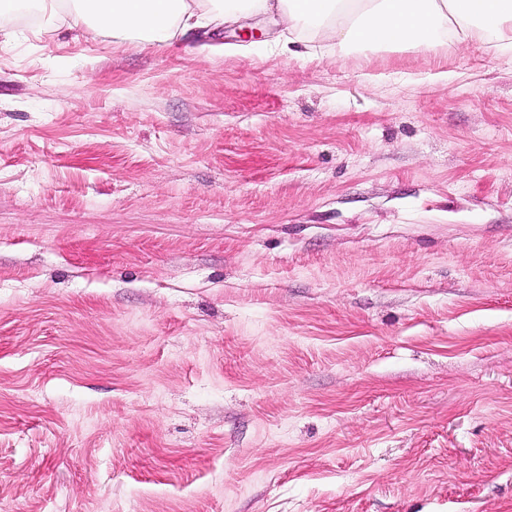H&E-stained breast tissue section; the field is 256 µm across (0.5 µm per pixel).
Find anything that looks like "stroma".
I'll return each instance as SVG.
<instances>
[{
	"label": "stroma",
	"instance_id": "stroma-1",
	"mask_svg": "<svg viewBox=\"0 0 512 512\" xmlns=\"http://www.w3.org/2000/svg\"><path fill=\"white\" fill-rule=\"evenodd\" d=\"M0 19V512H512V57Z\"/></svg>",
	"mask_w": 512,
	"mask_h": 512
}]
</instances>
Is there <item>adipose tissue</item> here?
<instances>
[{
	"label": "adipose tissue",
	"mask_w": 512,
	"mask_h": 512,
	"mask_svg": "<svg viewBox=\"0 0 512 512\" xmlns=\"http://www.w3.org/2000/svg\"><path fill=\"white\" fill-rule=\"evenodd\" d=\"M37 33L59 26L172 46L202 15L278 11L289 28L384 51L493 39L512 53V0H36Z\"/></svg>",
	"instance_id": "ef3b65f1"
}]
</instances>
